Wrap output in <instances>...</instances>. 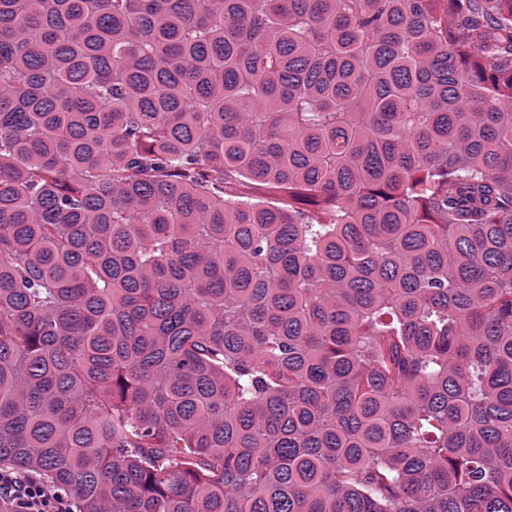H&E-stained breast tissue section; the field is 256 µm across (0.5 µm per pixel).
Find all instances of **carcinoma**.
Listing matches in <instances>:
<instances>
[{"label": "carcinoma", "instance_id": "1", "mask_svg": "<svg viewBox=\"0 0 512 512\" xmlns=\"http://www.w3.org/2000/svg\"><path fill=\"white\" fill-rule=\"evenodd\" d=\"M1 466L512 512V0H0Z\"/></svg>", "mask_w": 512, "mask_h": 512}]
</instances>
